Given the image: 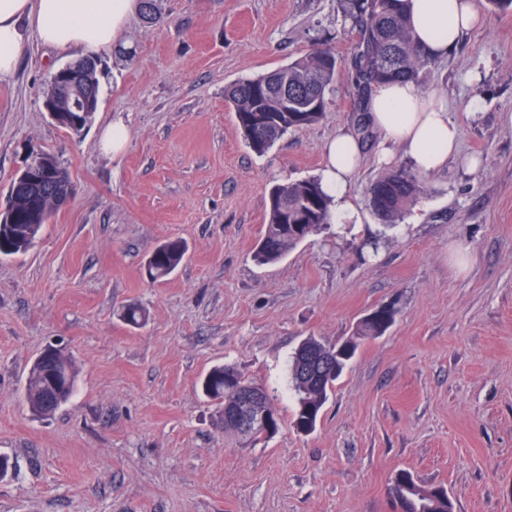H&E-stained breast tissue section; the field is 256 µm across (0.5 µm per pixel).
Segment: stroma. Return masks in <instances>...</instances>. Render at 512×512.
<instances>
[{
	"label": "stroma",
	"instance_id": "stroma-1",
	"mask_svg": "<svg viewBox=\"0 0 512 512\" xmlns=\"http://www.w3.org/2000/svg\"><path fill=\"white\" fill-rule=\"evenodd\" d=\"M480 23L416 80L461 130L460 156L420 174L403 218L383 223L370 184L410 161L362 132L340 72L322 118L267 153L245 144L225 90L314 49L348 57L339 0H154L99 53V102L80 132L43 108L57 69L81 59L29 36L0 81V206L32 153L74 185L29 252L0 257V512H394L401 469L444 486L455 512H512V13L474 0ZM479 111L471 119V111ZM122 122L124 149L104 153ZM357 136L358 225L331 224L260 265L272 185L319 175L326 142ZM188 246L167 280L144 275L160 243ZM145 307L127 326L123 305ZM381 306L316 429L297 433L288 360L308 336L336 344ZM79 369L76 396L38 418L24 383L47 346ZM236 366L282 418L259 440L226 435L199 379Z\"/></svg>",
	"mask_w": 512,
	"mask_h": 512
}]
</instances>
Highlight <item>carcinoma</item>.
<instances>
[{
	"instance_id": "1",
	"label": "carcinoma",
	"mask_w": 512,
	"mask_h": 512,
	"mask_svg": "<svg viewBox=\"0 0 512 512\" xmlns=\"http://www.w3.org/2000/svg\"><path fill=\"white\" fill-rule=\"evenodd\" d=\"M408 0H340L347 31L354 37L350 59H339L330 48H319L288 64L256 77L239 80L225 93L235 114L237 126L248 147L262 155L284 135L315 124L326 111L328 95L343 70L351 73L358 111L376 89L389 81L417 78L419 71L436 65L438 58L414 39ZM288 111L283 112V105ZM421 192L418 176L406 169L394 170L378 178L369 189V203L375 215L386 224L402 218ZM50 210L37 224L20 214L13 225L0 228V255L11 256L29 251L49 222ZM331 197L316 177H308L270 189L268 223L253 258L259 265L281 260L290 250L332 223ZM187 247L180 240L159 245L145 263L151 282L168 277L183 261ZM126 323L139 328L146 312L137 304L121 310ZM395 320L390 310L385 318L361 319L352 337L339 345L327 346L317 338H305V344L333 356L331 375L318 384H308L299 371L300 350L290 357L287 368L288 390L295 399L293 425L308 434L316 429L322 408L334 383L353 359L361 341L384 334ZM254 383L233 367L211 368L201 380L203 394L215 402L224 433L253 439L275 434L280 426L278 413H272V426L243 428L237 420L224 415L239 403L240 393ZM77 389L73 358L58 349L39 354L25 379V397L33 413L47 416L67 403ZM390 491L397 512H454L448 491L438 485L419 482L408 470L393 474Z\"/></svg>"
}]
</instances>
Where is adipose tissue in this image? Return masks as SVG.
I'll return each mask as SVG.
<instances>
[{
	"label": "adipose tissue",
	"mask_w": 512,
	"mask_h": 512,
	"mask_svg": "<svg viewBox=\"0 0 512 512\" xmlns=\"http://www.w3.org/2000/svg\"><path fill=\"white\" fill-rule=\"evenodd\" d=\"M136 8L137 0H0V80L14 73L29 34L58 51L98 53L111 47ZM408 10L416 39L438 56L453 50L477 19L472 0H410ZM368 118L385 142L404 146L418 172L441 170L458 153V124L415 82L382 84L369 101ZM360 154L358 141L345 131L326 147L320 178L333 199L335 223L362 221L348 193Z\"/></svg>",
	"instance_id": "obj_1"
}]
</instances>
